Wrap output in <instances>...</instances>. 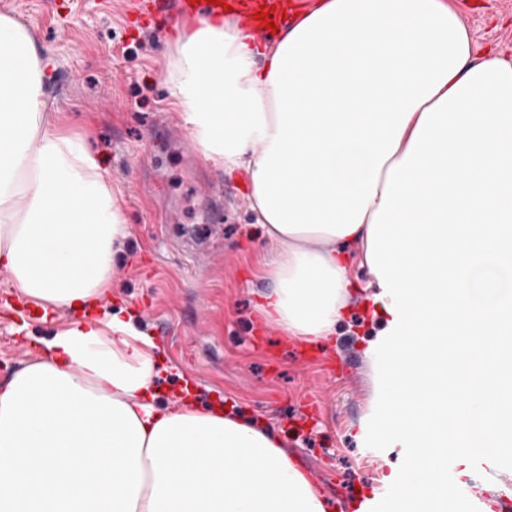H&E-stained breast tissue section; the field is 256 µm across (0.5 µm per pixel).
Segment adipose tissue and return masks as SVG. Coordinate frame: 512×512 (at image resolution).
<instances>
[{
    "mask_svg": "<svg viewBox=\"0 0 512 512\" xmlns=\"http://www.w3.org/2000/svg\"><path fill=\"white\" fill-rule=\"evenodd\" d=\"M452 0H313L270 42L242 11L180 34L170 97L204 158L246 177L278 250L261 308L335 335L390 165L477 65ZM40 51L0 15V265L44 311L94 306L128 235L98 162L44 124ZM157 346L113 313L61 328L0 388V512H327L268 428L157 403Z\"/></svg>",
    "mask_w": 512,
    "mask_h": 512,
    "instance_id": "adipose-tissue-1",
    "label": "adipose tissue"
}]
</instances>
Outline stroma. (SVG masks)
Listing matches in <instances>:
<instances>
[{"instance_id": "1", "label": "stroma", "mask_w": 512, "mask_h": 512, "mask_svg": "<svg viewBox=\"0 0 512 512\" xmlns=\"http://www.w3.org/2000/svg\"><path fill=\"white\" fill-rule=\"evenodd\" d=\"M478 49L512 54V0H455ZM132 0H0V14L25 27L41 51L43 118L77 136L98 159L129 225L112 272V293L95 317L124 310L153 337L160 357L156 396L178 402L187 381L194 402L230 404L270 427L297 466L311 474L329 512L371 508L404 458L380 451L361 431L373 413L368 332L381 328L373 301L351 297L335 339L312 342L311 356L268 323L257 293L274 244L248 207V185L196 153L177 132L167 71L175 21L134 17ZM0 269V384L36 356L37 343L76 312L42 320L17 315ZM324 402L312 413V398ZM466 496L479 512L512 496V470L470 473Z\"/></svg>"}]
</instances>
